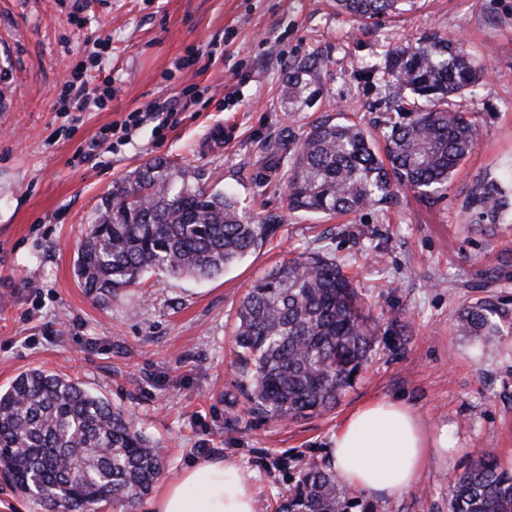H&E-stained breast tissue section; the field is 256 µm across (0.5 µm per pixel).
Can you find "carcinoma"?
<instances>
[{
    "label": "carcinoma",
    "instance_id": "obj_1",
    "mask_svg": "<svg viewBox=\"0 0 512 512\" xmlns=\"http://www.w3.org/2000/svg\"><path fill=\"white\" fill-rule=\"evenodd\" d=\"M411 0H335L358 22L397 15ZM461 37L433 33L390 50L383 76L424 105L383 134V145L359 124H313L288 150V209L337 216L386 207L405 188L438 198L478 145V129L448 99L464 96L487 70L463 49ZM323 62L288 65V111L312 106L322 94ZM512 207L500 180H478L463 209L473 224H498ZM266 220L243 212L228 190L208 189L188 166L150 159L112 185L88 224L74 274L85 293L106 305L145 274L211 279L272 235ZM486 304L460 309L457 333L486 343L499 335ZM380 339V321L336 258L323 252L289 258L243 297L235 345L250 372L248 411L278 421L320 415L336 406ZM159 444L125 411L81 384L31 370L0 390V475L18 491L68 512H96L102 503L133 504L163 471ZM278 512H375L327 467L298 473ZM448 512H512V468L481 449L448 492Z\"/></svg>",
    "mask_w": 512,
    "mask_h": 512
}]
</instances>
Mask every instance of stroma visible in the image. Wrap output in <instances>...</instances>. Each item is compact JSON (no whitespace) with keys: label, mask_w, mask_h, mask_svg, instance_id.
Returning a JSON list of instances; mask_svg holds the SVG:
<instances>
[{"label":"stroma","mask_w":512,"mask_h":512,"mask_svg":"<svg viewBox=\"0 0 512 512\" xmlns=\"http://www.w3.org/2000/svg\"><path fill=\"white\" fill-rule=\"evenodd\" d=\"M441 32L462 34L488 75L450 109L469 113L479 143L445 194L323 217L288 209L284 148L322 119L382 135L410 96L383 84L388 50ZM108 40L101 63L95 40ZM198 69L176 64L189 54ZM325 64L323 96L289 111L290 62ZM112 79L104 108L61 104L71 71ZM0 76L15 98L0 111V388L40 369L79 382L131 415L166 450L163 481L203 459L251 476L257 512H275L298 471L329 464L332 438L356 407L409 405L432 449L415 485L376 496V512H448V491L479 448L512 466V224L469 223L461 206L478 177L512 174V0H414L403 14L360 24L333 0H0ZM196 85L178 125L128 112ZM190 166L206 187L233 190L275 229L260 250L209 280L147 274L103 306L73 273L77 248L114 182L148 159ZM335 255L380 341L330 412L296 422L247 413L233 353L235 312L254 281L284 259ZM494 303L507 324L478 351L453 329L460 307Z\"/></svg>","instance_id":"obj_1"}]
</instances>
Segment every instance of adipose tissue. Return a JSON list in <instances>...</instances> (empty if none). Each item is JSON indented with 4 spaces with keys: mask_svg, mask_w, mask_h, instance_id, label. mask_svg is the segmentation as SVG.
I'll use <instances>...</instances> for the list:
<instances>
[{
    "mask_svg": "<svg viewBox=\"0 0 512 512\" xmlns=\"http://www.w3.org/2000/svg\"><path fill=\"white\" fill-rule=\"evenodd\" d=\"M428 439L412 410L379 400L352 412L329 457L347 485L375 495L411 487L428 460ZM152 512H255L245 474L233 463L204 461L164 484Z\"/></svg>",
    "mask_w": 512,
    "mask_h": 512,
    "instance_id": "1",
    "label": "adipose tissue"
}]
</instances>
